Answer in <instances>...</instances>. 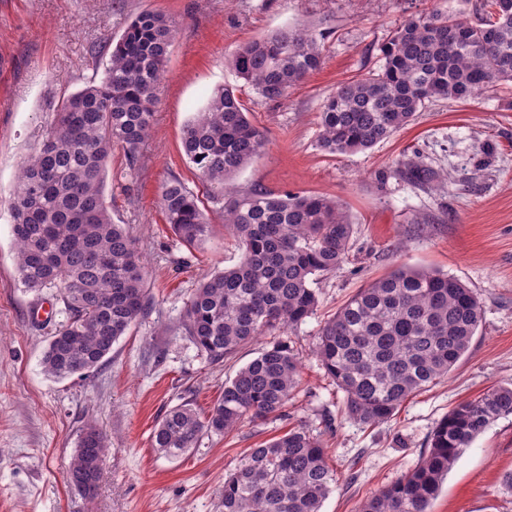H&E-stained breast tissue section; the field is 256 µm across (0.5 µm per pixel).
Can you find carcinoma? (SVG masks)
Returning <instances> with one entry per match:
<instances>
[{"instance_id": "carcinoma-1", "label": "carcinoma", "mask_w": 512, "mask_h": 512, "mask_svg": "<svg viewBox=\"0 0 512 512\" xmlns=\"http://www.w3.org/2000/svg\"><path fill=\"white\" fill-rule=\"evenodd\" d=\"M491 7L475 20L437 9L406 19L380 46L378 68L339 83L323 103L317 147L334 157L365 151L434 101H464L512 83V0H491ZM175 33L168 16L137 14L112 44L100 81L62 102L42 142L20 165L10 202L17 280L27 290L59 287L68 311L42 360L52 378L102 365L147 313L146 266L129 231L112 220L105 179L112 146L122 147L133 164L148 140ZM229 62L257 95L279 101L321 67L323 56L315 31L287 27L243 44ZM264 146V134L227 86L215 89L183 129L186 159L240 251L236 264L211 274L191 295L184 334L214 365L259 336L277 332L280 338L224 383L205 417L188 402L164 414L152 444L170 456L196 447L207 432L226 433L246 419L282 412L300 377L298 354L283 335L316 312L314 280L348 259L353 224L340 201L227 186ZM397 171L416 183L434 179L418 156L399 161ZM159 206L183 244L205 242L210 218L182 181L162 184ZM481 321L479 299L458 278L401 266L337 309L315 353L345 393L348 417L373 426L447 376ZM509 416L512 386L460 403L433 430L421 462L367 499L360 512H428L461 451ZM107 452L106 437L87 425L68 466V484L94 496L98 463ZM335 483L323 444L292 429L241 457L224 478V512H320Z\"/></svg>"}]
</instances>
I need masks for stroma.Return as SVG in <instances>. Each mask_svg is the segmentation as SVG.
<instances>
[{"label": "stroma", "instance_id": "stroma-1", "mask_svg": "<svg viewBox=\"0 0 512 512\" xmlns=\"http://www.w3.org/2000/svg\"><path fill=\"white\" fill-rule=\"evenodd\" d=\"M476 0H0V512H224V477L249 449L302 428L317 436L336 473L321 512H359L412 470L437 424L459 403L512 385V86L428 104L373 148L343 156L317 147L321 107L339 82L378 64L379 47L410 16L471 11ZM144 10L177 24L151 136L137 164L113 147L105 195L115 223L136 238L148 266L147 314L82 376H47L50 336L68 320L54 288L27 291L15 271L9 201L17 169L58 106L100 77L107 38ZM321 35L323 64L281 101L259 97L229 67L243 43L285 27ZM233 87L265 147L236 174L241 190L314 192L345 207L354 237L340 270L320 278V304L291 337L301 382L282 413L204 434L168 457L153 448L167 410L190 402L206 415L224 382L267 339L213 365L183 335L185 305L203 278L240 252L181 149L186 123L216 87ZM420 153L438 178L414 185L398 160ZM183 181L211 213L197 248L173 234L158 204L161 184ZM439 269L467 284L483 311L469 350L447 378L405 401L385 423L344 412V393L314 353L325 320L357 289L399 267ZM107 437L97 492L71 489L66 471L86 424ZM512 417L463 449L429 512H512Z\"/></svg>", "mask_w": 512, "mask_h": 512}]
</instances>
